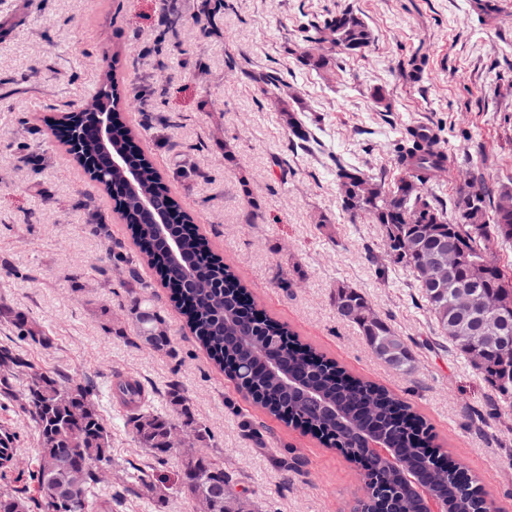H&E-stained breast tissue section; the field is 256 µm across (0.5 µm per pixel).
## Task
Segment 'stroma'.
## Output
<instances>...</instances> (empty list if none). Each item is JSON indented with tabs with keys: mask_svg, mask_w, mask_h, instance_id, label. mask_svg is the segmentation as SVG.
<instances>
[{
	"mask_svg": "<svg viewBox=\"0 0 512 512\" xmlns=\"http://www.w3.org/2000/svg\"><path fill=\"white\" fill-rule=\"evenodd\" d=\"M6 0L0 5V300L45 325L40 346L17 342L42 369L89 383L112 429V470L144 458L111 388L135 378L168 411L178 384L254 512H352L360 471L338 449L287 426L238 393L186 327L148 267L144 280L172 339L168 353L136 339L131 295L112 253L137 256L111 197L54 134L70 103L113 72L139 97L124 112L136 142L231 263L268 316L288 324L353 376L408 401L432 442L474 476L497 512H512V411L434 334L412 278L384 255L382 225L349 218L335 161L394 181L406 126L439 130L453 173L434 187L450 202L473 175L512 178V0ZM352 9L374 42L361 56L311 70L300 46L328 16ZM252 72L282 82L266 92ZM383 99H376L375 89ZM293 107L311 132L293 145ZM235 149L224 158L225 143ZM359 289L410 345L405 375L378 359L336 314V287ZM29 483L39 444L12 402L0 403ZM174 490L125 496L112 512H196Z\"/></svg>",
	"mask_w": 512,
	"mask_h": 512,
	"instance_id": "35a3bbf8",
	"label": "stroma"
}]
</instances>
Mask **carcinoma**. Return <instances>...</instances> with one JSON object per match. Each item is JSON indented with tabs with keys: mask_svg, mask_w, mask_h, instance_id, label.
<instances>
[{
	"mask_svg": "<svg viewBox=\"0 0 512 512\" xmlns=\"http://www.w3.org/2000/svg\"><path fill=\"white\" fill-rule=\"evenodd\" d=\"M323 32V40L330 43L333 54H318L305 48L299 54L302 66L326 69L337 58L364 54L372 44L368 25L351 9L326 20ZM119 102L117 80L107 74L97 94L86 102L80 126L71 131L72 139L80 144V155L93 161L87 173L107 191L121 186L123 175L112 172L106 157L110 152L121 154L122 144L133 138L132 130L118 112ZM275 104L279 111L288 113L292 135L301 142L309 141V132L288 101L277 98ZM97 112L112 113V123L117 125L109 144L102 147L96 141L92 119ZM131 164L138 167L140 177L115 198L116 207L160 281L181 285L172 299L186 325L242 392L274 417L297 428L305 426L308 433L343 450L366 475L393 492V499L376 500L374 508L417 512L416 493L385 463L365 457L361 443L336 433L338 419L331 411L333 407L340 409L353 429L369 430L390 439L402 465L423 476L430 490L446 503L447 512H489L476 480L461 478L455 468L434 464L420 442L422 438L431 440L430 427L409 403L372 381L349 375L336 361L302 343L288 326L262 317V312L254 313L263 318L258 324L242 315L238 296L247 293V286L234 268L219 257L212 256L208 264L199 262V255L210 250L205 238L186 236L182 238L181 251L171 253L154 235L140 202L146 196L154 197L163 214L179 211L181 206L146 155L133 157ZM396 165L400 176L388 184L357 167L335 161L343 208L352 217L364 215L384 226L385 246L393 254L392 262L409 272L438 334L498 396L511 400L512 358L499 356L493 335L455 334L453 327L469 324L471 316L458 309L452 298L455 288L469 283L475 264L487 261L485 285L499 294L505 310L500 336L512 338V271L483 254L485 238L491 235L502 245H512V182L491 186L473 177L458 188L450 209H444L431 193V187L449 173L442 139L436 130L426 135L414 125L406 127L397 145ZM448 241L458 245L459 260L449 275L448 287L438 293L426 281L419 252L434 251ZM123 262L131 285L136 338L146 346L148 337L159 329L167 330V325L147 293L149 284L140 277L137 263L130 257ZM368 307L372 304L364 293L348 285L337 286L338 317L358 329L379 359L404 374L413 373L415 358L409 345L377 313L365 316ZM0 319L10 324L21 340L48 343L40 323L7 304H0ZM3 361L10 364V369L0 372V398L18 403L19 415L31 423L39 440L37 463L30 473V480L40 493L37 508L52 512L51 487L67 483L69 468L80 463L82 478L68 512H112V502L118 500V495L112 493V478L104 476V470L112 468V431L91 386L76 383L59 370L35 367L7 343L0 344V362ZM115 390L129 409L126 426L137 447L148 457L141 464H130L121 480L128 491L153 492V473L171 457L165 448L175 431L190 432L197 441L204 442L207 430L196 421L189 400L175 385L167 392L169 413L151 408L147 391L137 379L120 380ZM13 451V437L0 434V472L10 470ZM177 484L192 498L201 491L229 503L240 498L224 471V461L210 454L181 461ZM30 502L24 488L0 490V512H29Z\"/></svg>",
	"mask_w": 512,
	"mask_h": 512,
	"instance_id": "cac0c4a2",
	"label": "carcinoma"
}]
</instances>
